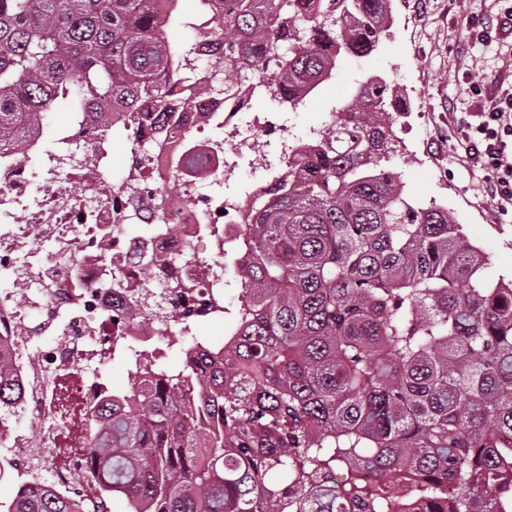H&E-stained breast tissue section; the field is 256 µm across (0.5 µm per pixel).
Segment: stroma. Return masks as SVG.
I'll use <instances>...</instances> for the list:
<instances>
[{"mask_svg": "<svg viewBox=\"0 0 512 512\" xmlns=\"http://www.w3.org/2000/svg\"><path fill=\"white\" fill-rule=\"evenodd\" d=\"M505 0H394V22L374 54L344 57L305 106L286 115V134L304 137L331 117L352 80L380 76L398 83L401 156L395 170L408 192L447 206L486 253L493 270L512 276V205L488 197V171L464 153L462 129L478 124L490 101L512 93V35L464 43L467 25L495 20Z\"/></svg>", "mask_w": 512, "mask_h": 512, "instance_id": "1", "label": "stroma"}]
</instances>
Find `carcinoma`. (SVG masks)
I'll use <instances>...</instances> for the list:
<instances>
[{
    "label": "carcinoma",
    "mask_w": 512,
    "mask_h": 512,
    "mask_svg": "<svg viewBox=\"0 0 512 512\" xmlns=\"http://www.w3.org/2000/svg\"><path fill=\"white\" fill-rule=\"evenodd\" d=\"M173 2L172 22L206 9ZM224 2V18L197 33L224 41V91L252 81L293 106L341 57L371 56L393 22L392 0ZM160 24L154 0H0V144L42 124L59 97L76 119L105 103L134 112L145 97L171 111L178 51L151 36ZM354 84L317 148L294 155L301 183L245 216L235 366L198 379L195 336L178 370L135 352L155 383L92 415L84 474L125 512H383L392 478L426 512H498L478 492L512 478V278L492 271L447 207L405 191L391 169L393 89ZM152 298L142 288L130 319L151 321ZM19 394L0 383V408ZM189 401L209 415L205 438L181 424ZM345 468L338 491L325 477ZM83 510L48 483L0 501V512Z\"/></svg>",
    "instance_id": "obj_1"
}]
</instances>
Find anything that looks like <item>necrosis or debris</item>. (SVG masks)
Here are the masks:
<instances>
[{
    "instance_id": "4bbe7bcc",
    "label": "necrosis or debris",
    "mask_w": 512,
    "mask_h": 512,
    "mask_svg": "<svg viewBox=\"0 0 512 512\" xmlns=\"http://www.w3.org/2000/svg\"><path fill=\"white\" fill-rule=\"evenodd\" d=\"M223 59L218 43L177 58L175 70H191L206 91L186 104L171 82L165 120L145 100L117 120L84 117L65 144L34 133L0 151V342L25 385L0 412V448L39 457L41 477L61 488L82 462L84 410L107 393L103 366L120 348L155 351L171 325L214 317L213 299L245 258L250 195L224 190L235 171L225 140L249 156L255 190L299 181V144L283 136L282 113L242 121L249 95L218 90ZM115 134L127 146L118 181L105 175ZM74 183L82 195L71 193ZM115 274L124 288H109ZM147 281L162 294L163 319L151 328L128 317ZM23 422L40 425L39 439L20 431Z\"/></svg>"
}]
</instances>
